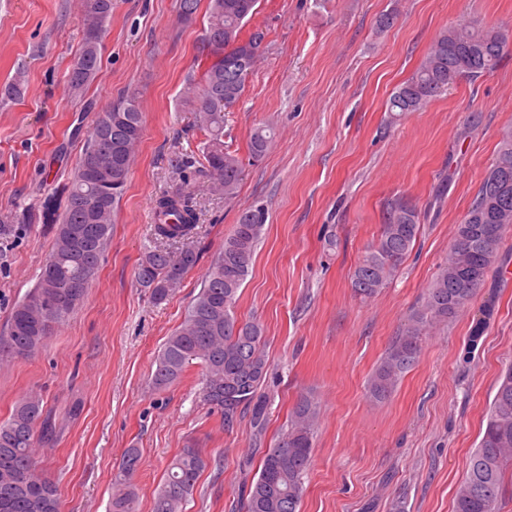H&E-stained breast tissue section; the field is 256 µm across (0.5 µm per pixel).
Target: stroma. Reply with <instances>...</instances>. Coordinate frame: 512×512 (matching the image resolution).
Returning <instances> with one entry per match:
<instances>
[{
	"instance_id": "1",
	"label": "stroma",
	"mask_w": 512,
	"mask_h": 512,
	"mask_svg": "<svg viewBox=\"0 0 512 512\" xmlns=\"http://www.w3.org/2000/svg\"><path fill=\"white\" fill-rule=\"evenodd\" d=\"M390 10L394 25L378 32ZM82 17L83 0H0V86L16 70L26 75L20 98L0 97V332L52 250L99 113L135 89L145 118L83 302L33 356L0 361V421L32 394L56 419L57 441L38 465L60 512H109L132 446L141 450L135 512H152L169 462L186 447L202 449L208 465L183 512H239V463L275 444L303 395L319 416L300 512H453L498 377L512 366V279L503 277L512 230L464 309L423 336L396 391L378 403L367 382L512 132V43L493 72L421 111L395 117L387 100L445 28L472 19L512 32V0H260L247 26L263 28L265 51L224 123L225 146L244 162L230 201L186 161L204 139L189 125L184 78L202 53L205 10L184 23L176 0H112L101 68L78 95L68 73ZM261 125L274 128L275 142L253 162L250 134ZM178 187L196 210L198 262L158 304L134 270L152 244V205ZM398 198L420 215L417 240L388 286L360 299L350 274ZM257 201L268 220L234 311L263 329L269 421L260 442L249 418L228 428L203 405L199 365L166 391L151 385L204 272Z\"/></svg>"
}]
</instances>
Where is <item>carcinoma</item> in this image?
Returning <instances> with one entry per match:
<instances>
[{"label":"carcinoma","instance_id":"obj_1","mask_svg":"<svg viewBox=\"0 0 512 512\" xmlns=\"http://www.w3.org/2000/svg\"><path fill=\"white\" fill-rule=\"evenodd\" d=\"M259 0H208L205 45L214 48L211 63L185 82L193 89L194 123L207 135L202 147L205 169L213 184L230 200L242 177V161L224 148L226 114L240 101L249 76L262 55L265 34L257 29L241 37L245 23L257 12ZM112 17V0H84L83 31L104 32ZM509 44L498 28L464 23L443 30L430 45L419 67L389 97L395 116L418 112L435 96L463 79L476 80L497 68ZM101 66L100 42L82 39L73 60L69 83L78 93ZM143 132L138 94L128 93L102 112L90 130L72 178L65 212L57 226L50 260L54 273L40 275L13 310L0 335V360L30 357L82 302L96 276L112 229V217L123 196L135 148ZM275 133L259 127L250 136L249 155L262 158ZM155 242L137 264L135 277L164 301L180 287L197 264L188 246L196 215L179 188L157 202ZM268 209L259 202L244 208L233 232L203 276L199 293L178 328L167 337L156 360L153 387L164 391L200 363L204 370V404L220 411L230 428L245 413L262 432L267 410L259 394L269 370L263 330L234 315L237 294L248 275ZM419 215L406 200H396L370 252L351 272L354 291L371 298L386 287L419 232ZM512 228V133L503 136L498 156L483 179L456 230L448 257L428 288L422 307L409 318L386 349L368 382L370 396L389 397L413 365L419 339L427 328L455 317L498 262V246ZM318 403L310 396L294 405L288 429L264 450L257 479L251 481L239 512H300L304 477L311 464ZM56 424L43 412L42 400L30 395L15 403L0 421V512H60L57 487L38 470L37 449L54 441ZM140 449L125 450L114 483L112 512H134L133 482ZM207 458L199 448H184L172 459L157 490L152 512H183ZM512 476V368L500 378L483 436L471 456L465 478L455 494L454 512H498Z\"/></svg>","mask_w":512,"mask_h":512}]
</instances>
